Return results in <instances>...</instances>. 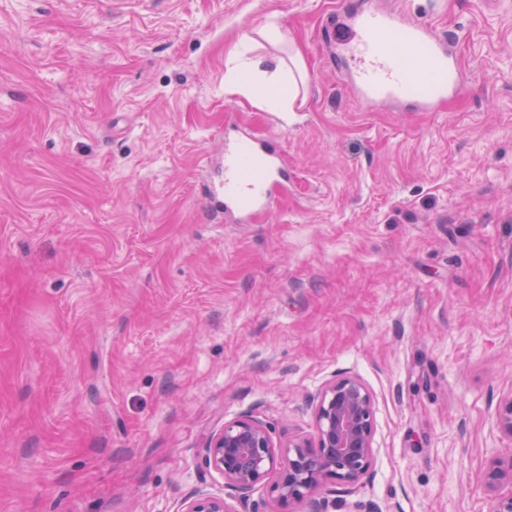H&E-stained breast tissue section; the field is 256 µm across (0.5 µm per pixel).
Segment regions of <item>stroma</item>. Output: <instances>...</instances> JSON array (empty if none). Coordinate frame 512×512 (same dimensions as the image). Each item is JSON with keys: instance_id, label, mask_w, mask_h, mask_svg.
I'll return each mask as SVG.
<instances>
[{"instance_id": "1", "label": "stroma", "mask_w": 512, "mask_h": 512, "mask_svg": "<svg viewBox=\"0 0 512 512\" xmlns=\"http://www.w3.org/2000/svg\"><path fill=\"white\" fill-rule=\"evenodd\" d=\"M371 2L457 41L465 93L362 107L322 50L338 0H0V512H273L200 451L243 416L311 437L339 375L375 438L335 512L512 492V0ZM242 40L301 55L288 125L225 90ZM241 136L291 172L251 223L208 194ZM184 512H232L223 497L199 494L185 503Z\"/></svg>"}]
</instances>
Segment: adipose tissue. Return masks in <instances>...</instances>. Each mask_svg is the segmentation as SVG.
<instances>
[{"instance_id": "ef3b65f1", "label": "adipose tissue", "mask_w": 512, "mask_h": 512, "mask_svg": "<svg viewBox=\"0 0 512 512\" xmlns=\"http://www.w3.org/2000/svg\"><path fill=\"white\" fill-rule=\"evenodd\" d=\"M233 61L224 75L228 90L256 97L266 111H289L297 91L296 74L303 69L301 61L290 66L279 58L263 62L244 57L239 50L235 51Z\"/></svg>"}]
</instances>
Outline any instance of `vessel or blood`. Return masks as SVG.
<instances>
[{"instance_id": "1", "label": "vessel or blood", "mask_w": 512, "mask_h": 512, "mask_svg": "<svg viewBox=\"0 0 512 512\" xmlns=\"http://www.w3.org/2000/svg\"><path fill=\"white\" fill-rule=\"evenodd\" d=\"M343 79L363 104L408 103L435 112L467 84L456 43L427 23L367 5L326 28ZM288 181L280 155L267 144L224 145V209L242 222L269 209L275 186Z\"/></svg>"}]
</instances>
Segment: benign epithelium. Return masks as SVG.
I'll return each instance as SVG.
<instances>
[{"label": "benign epithelium", "mask_w": 512, "mask_h": 512, "mask_svg": "<svg viewBox=\"0 0 512 512\" xmlns=\"http://www.w3.org/2000/svg\"><path fill=\"white\" fill-rule=\"evenodd\" d=\"M375 403L370 390L355 376H341L321 390L315 408V434L274 446L267 428L250 417L227 422L202 448L205 466L224 484L247 498L274 472L270 494L274 512H294L306 500L315 512H328L330 501L315 496L334 483L353 492L368 478L375 433ZM496 426L512 440V396L500 401ZM512 483V459L491 461L487 483ZM184 512H231L224 498L199 494L185 503Z\"/></svg>", "instance_id": "obj_1"}]
</instances>
